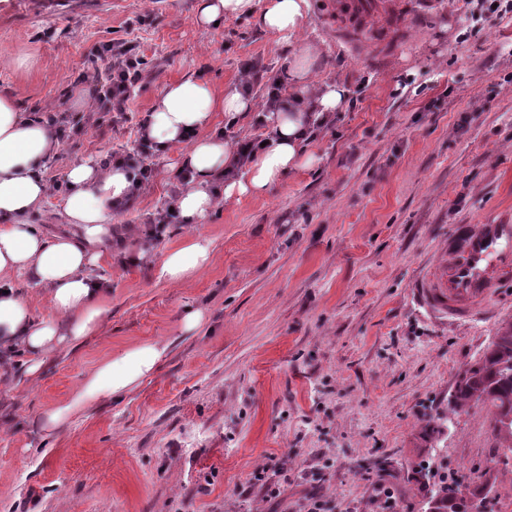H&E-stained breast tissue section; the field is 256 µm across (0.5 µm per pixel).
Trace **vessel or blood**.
I'll return each instance as SVG.
<instances>
[{
	"label": "vessel or blood",
	"instance_id": "vessel-or-blood-1",
	"mask_svg": "<svg viewBox=\"0 0 512 512\" xmlns=\"http://www.w3.org/2000/svg\"><path fill=\"white\" fill-rule=\"evenodd\" d=\"M409 15L405 0H336V39L355 51L367 20L387 27ZM414 293L429 313L459 323L485 317L512 294V219L452 225Z\"/></svg>",
	"mask_w": 512,
	"mask_h": 512
}]
</instances>
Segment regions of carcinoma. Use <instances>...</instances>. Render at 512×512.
Returning a JSON list of instances; mask_svg holds the SVG:
<instances>
[{
    "label": "carcinoma",
    "mask_w": 512,
    "mask_h": 512,
    "mask_svg": "<svg viewBox=\"0 0 512 512\" xmlns=\"http://www.w3.org/2000/svg\"><path fill=\"white\" fill-rule=\"evenodd\" d=\"M453 399L461 409L488 407L491 432L504 444L498 461L511 464L512 325L499 329L484 354L469 366ZM430 512H493V503L484 487L470 486L462 477L452 478L439 487Z\"/></svg>",
    "instance_id": "1"
}]
</instances>
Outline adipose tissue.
I'll return each instance as SVG.
<instances>
[{"mask_svg":"<svg viewBox=\"0 0 512 512\" xmlns=\"http://www.w3.org/2000/svg\"><path fill=\"white\" fill-rule=\"evenodd\" d=\"M306 0H267L255 11L254 0H196L195 20L208 30L225 16L253 15L256 25L272 32H295L304 16ZM287 99L268 117L265 146L247 162H240L235 143L205 136L215 113L232 121L249 117L256 108L253 96L237 87L215 92L187 75L166 86L157 96L147 133L160 147L187 143L183 162L192 177L176 200L186 224H197L218 201L243 196L261 198L287 173L314 160L308 133L338 112L345 99L342 84H311V53L296 54L281 73ZM196 132L187 140L188 132ZM51 129L20 112L14 97L0 96V350L30 355L27 368L37 375L43 358L64 344L77 342L98 326L104 288L90 271L100 261L96 247L111 238L112 205L128 197L131 174L122 168L99 169L82 161L66 175L69 192L64 204L68 223L78 237L51 239L37 233L28 217L43 204L48 187L40 168L52 154ZM223 178L222 198L212 186ZM212 240L196 234L169 249L157 268L159 279L178 284L209 266ZM33 274L45 288L50 312L34 317L26 301L13 289V275ZM167 353L162 342H144L102 360L74 389L69 400L49 411L44 426L55 429L70 416L102 398H121L152 375Z\"/></svg>","mask_w":512,"mask_h":512,"instance_id":"1","label":"adipose tissue"}]
</instances>
